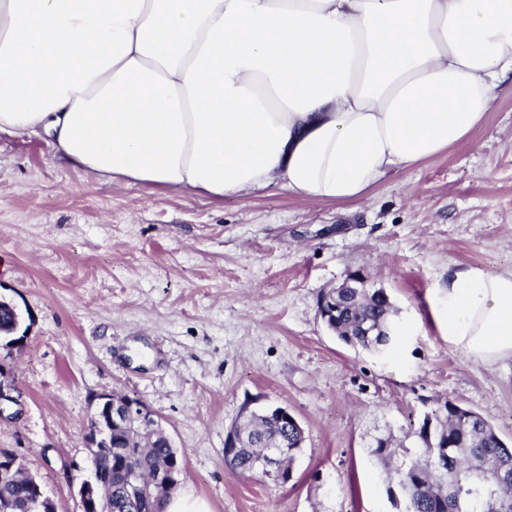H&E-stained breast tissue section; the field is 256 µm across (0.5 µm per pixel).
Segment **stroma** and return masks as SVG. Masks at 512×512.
Segmentation results:
<instances>
[{"mask_svg":"<svg viewBox=\"0 0 512 512\" xmlns=\"http://www.w3.org/2000/svg\"><path fill=\"white\" fill-rule=\"evenodd\" d=\"M512 272V92L483 126L359 200L262 190L244 201L103 184L41 137L0 133V299L29 328L7 362L0 452L56 512H81L95 399L153 410L211 512H395L376 438L436 401L512 444V361L449 346L437 287L452 267ZM362 273L398 311L385 352L322 323V291ZM283 406L305 446L285 485L224 464L244 409Z\"/></svg>","mask_w":512,"mask_h":512,"instance_id":"obj_1","label":"stroma"}]
</instances>
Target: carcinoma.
<instances>
[{
    "instance_id": "carcinoma-1",
    "label": "carcinoma",
    "mask_w": 512,
    "mask_h": 512,
    "mask_svg": "<svg viewBox=\"0 0 512 512\" xmlns=\"http://www.w3.org/2000/svg\"><path fill=\"white\" fill-rule=\"evenodd\" d=\"M397 310L388 294L378 288L368 294L338 290L336 297V337L343 343L371 352H382L395 338L393 320ZM446 415L434 416L433 433L420 425L403 436L408 444H395L393 436L376 440L371 453L381 461L401 448L398 466L387 470L389 485L399 489L392 500L399 512H512V448L506 446L480 416L446 399L441 402ZM230 432L240 437L239 447L224 448V461L242 475L255 473L257 458L265 451L288 450L285 472L301 449L294 447L293 429L274 414L250 413L236 422ZM173 474L184 468L182 456L173 455L166 442L158 438L141 449L142 475L162 467ZM102 475L112 486L111 512H141L129 494L119 456L100 465ZM11 497L25 512L28 492L24 484L0 485V499Z\"/></svg>"
}]
</instances>
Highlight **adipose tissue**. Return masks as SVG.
<instances>
[{
	"label": "adipose tissue",
	"mask_w": 512,
	"mask_h": 512,
	"mask_svg": "<svg viewBox=\"0 0 512 512\" xmlns=\"http://www.w3.org/2000/svg\"><path fill=\"white\" fill-rule=\"evenodd\" d=\"M511 80L512 0H0V132L109 184L359 200ZM441 303L451 347L512 360V272Z\"/></svg>",
	"instance_id": "1"
}]
</instances>
